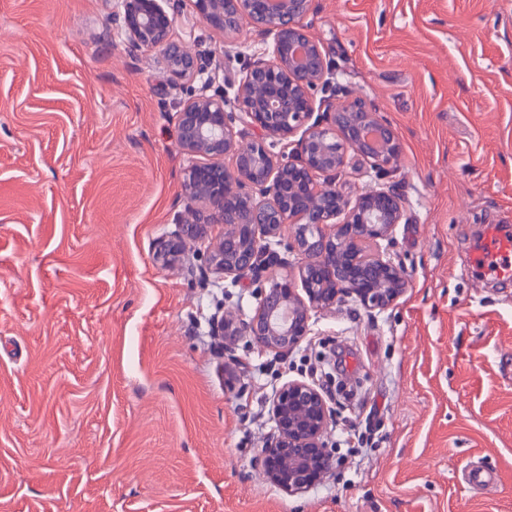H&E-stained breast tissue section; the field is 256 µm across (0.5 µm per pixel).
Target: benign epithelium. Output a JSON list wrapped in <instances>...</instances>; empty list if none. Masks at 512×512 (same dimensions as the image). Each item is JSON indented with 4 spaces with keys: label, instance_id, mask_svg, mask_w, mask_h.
I'll return each mask as SVG.
<instances>
[{
    "label": "benign epithelium",
    "instance_id": "1",
    "mask_svg": "<svg viewBox=\"0 0 512 512\" xmlns=\"http://www.w3.org/2000/svg\"><path fill=\"white\" fill-rule=\"evenodd\" d=\"M173 0H120L113 15L128 45L163 50L167 80L175 87L198 81L176 111L178 143L191 157H206L183 177L187 197L201 203L192 224L158 244L157 257L180 260L186 241L207 243L194 257L200 270L254 289L257 306L247 319L217 309L209 318L217 336H243L261 352L284 355L310 335L311 312L351 299L370 313L392 306L405 292L403 266L390 255L405 206L387 181L401 145L392 127L359 98L332 112L315 113V93L326 85L328 63L307 32L312 0H195L201 21L231 34L250 23L267 41L243 72L234 93L224 91V67L195 46L173 41ZM250 127L247 138L236 122ZM296 138V157L275 152ZM370 164L375 187L356 194L342 188L348 153ZM230 157L231 166L224 164ZM224 228L206 242L207 228ZM295 255L296 273L267 282ZM275 423L254 466L288 495L305 492L331 474L329 439L335 410L324 388L289 380L270 399Z\"/></svg>",
    "mask_w": 512,
    "mask_h": 512
}]
</instances>
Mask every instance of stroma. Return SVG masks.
I'll return each instance as SVG.
<instances>
[{
	"label": "stroma",
	"mask_w": 512,
	"mask_h": 512,
	"mask_svg": "<svg viewBox=\"0 0 512 512\" xmlns=\"http://www.w3.org/2000/svg\"><path fill=\"white\" fill-rule=\"evenodd\" d=\"M119 0H0V507L7 512H512V282L470 256L512 225V0H313L333 102L379 112L402 154L409 285L385 311L314 312L284 356L211 334L250 288L163 265L192 213L161 50L129 47ZM225 81L259 57L179 0ZM336 469L289 495L253 458L288 380L336 365ZM476 465L488 487L469 485Z\"/></svg>",
	"instance_id": "obj_1"
}]
</instances>
